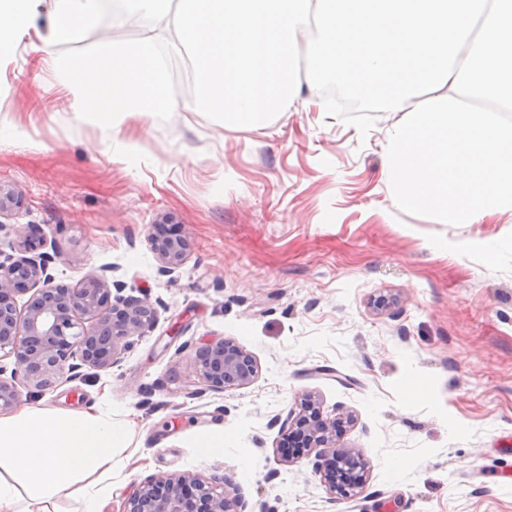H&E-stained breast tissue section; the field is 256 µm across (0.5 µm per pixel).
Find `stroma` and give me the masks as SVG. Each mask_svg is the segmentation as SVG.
Returning <instances> with one entry per match:
<instances>
[{
	"label": "stroma",
	"mask_w": 512,
	"mask_h": 512,
	"mask_svg": "<svg viewBox=\"0 0 512 512\" xmlns=\"http://www.w3.org/2000/svg\"><path fill=\"white\" fill-rule=\"evenodd\" d=\"M38 47L26 36L0 64V188L23 200L0 215V250L24 256L18 232L38 225L56 283L103 274L157 310L120 365L31 400L132 423L101 512H122L150 476L186 472L230 478L256 512H512V476L496 468L512 448L511 212L451 226L393 207L396 115L360 136L306 83L264 129L148 112L113 134L80 118ZM163 222L192 244L171 273L149 241ZM381 295L391 309L374 307ZM215 338L256 357L253 384L214 391L194 372ZM416 379L427 395L413 401ZM308 393L325 416L356 417L341 438L368 468L354 499L330 501L314 456L275 454L271 417ZM221 430L223 449H204Z\"/></svg>",
	"instance_id": "35a3bbf8"
}]
</instances>
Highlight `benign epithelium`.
Masks as SVG:
<instances>
[{
	"instance_id": "benign-epithelium-1",
	"label": "benign epithelium",
	"mask_w": 512,
	"mask_h": 512,
	"mask_svg": "<svg viewBox=\"0 0 512 512\" xmlns=\"http://www.w3.org/2000/svg\"><path fill=\"white\" fill-rule=\"evenodd\" d=\"M164 271L180 267L190 252V240L165 232L151 239ZM46 253L16 259L0 251V353L14 358L12 377L0 379V410L19 405L22 397L39 395L63 381L85 380L83 369L114 366L130 346L132 336H145L157 321L146 298L121 295L119 281L108 286L103 276L69 288L54 283ZM32 292L17 310L16 297ZM195 372L213 390L241 389L259 376L256 358L232 339L209 341L193 358ZM353 421L344 413L329 418L316 396H303L286 418L275 416L283 439L299 434L318 458L317 471L330 500L350 499L365 486L367 474L355 464L356 452L339 444L340 430ZM231 480L205 479L189 473L146 479L127 501L123 512H248L238 491L229 493Z\"/></svg>"
}]
</instances>
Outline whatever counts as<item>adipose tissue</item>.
<instances>
[{"label":"adipose tissue","mask_w":512,"mask_h":512,"mask_svg":"<svg viewBox=\"0 0 512 512\" xmlns=\"http://www.w3.org/2000/svg\"><path fill=\"white\" fill-rule=\"evenodd\" d=\"M130 444L126 422L97 408L72 413L33 406L0 417V512H15L19 492L51 499L68 492L81 512H99L90 477L110 479Z\"/></svg>","instance_id":"obj_1"}]
</instances>
